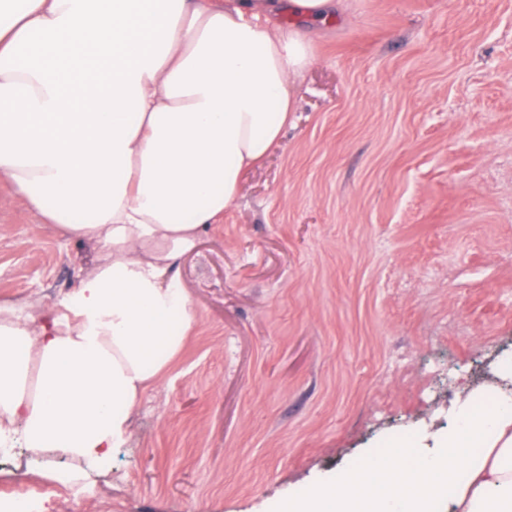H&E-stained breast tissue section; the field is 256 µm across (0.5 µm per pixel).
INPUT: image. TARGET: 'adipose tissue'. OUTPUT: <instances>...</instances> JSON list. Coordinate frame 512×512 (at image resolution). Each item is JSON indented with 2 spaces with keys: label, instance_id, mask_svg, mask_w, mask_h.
<instances>
[{
  "label": "adipose tissue",
  "instance_id": "obj_1",
  "mask_svg": "<svg viewBox=\"0 0 512 512\" xmlns=\"http://www.w3.org/2000/svg\"><path fill=\"white\" fill-rule=\"evenodd\" d=\"M343 0H0V178L97 247L74 306L0 302V450L112 466L144 393L197 313L181 258L221 223L295 110L308 30ZM440 455L404 445L276 512H512V391L459 401ZM482 456H475V449Z\"/></svg>",
  "mask_w": 512,
  "mask_h": 512
}]
</instances>
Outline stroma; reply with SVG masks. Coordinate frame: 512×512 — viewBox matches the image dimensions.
<instances>
[{
	"label": "stroma",
	"instance_id": "stroma-1",
	"mask_svg": "<svg viewBox=\"0 0 512 512\" xmlns=\"http://www.w3.org/2000/svg\"><path fill=\"white\" fill-rule=\"evenodd\" d=\"M94 249L0 179V301L72 299ZM198 312L109 471L13 453L37 512H271L393 440L436 451L512 358V0H351L222 230L179 264ZM44 477L51 482L74 488L84 485L88 474L80 469H58L46 471Z\"/></svg>",
	"mask_w": 512,
	"mask_h": 512
}]
</instances>
